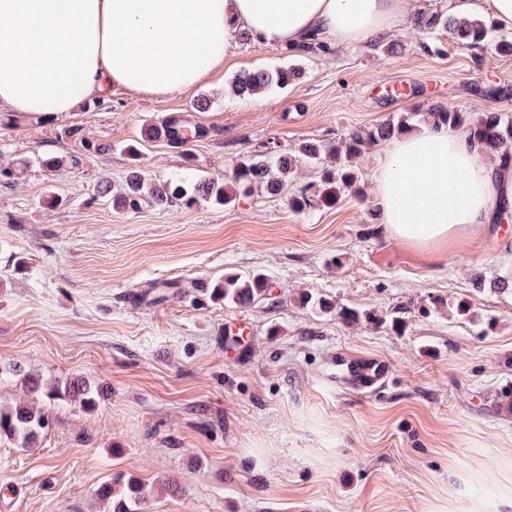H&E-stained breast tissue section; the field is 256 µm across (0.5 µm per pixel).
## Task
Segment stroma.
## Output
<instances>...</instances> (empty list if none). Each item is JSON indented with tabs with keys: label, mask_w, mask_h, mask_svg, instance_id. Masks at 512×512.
<instances>
[{
	"label": "stroma",
	"mask_w": 512,
	"mask_h": 512,
	"mask_svg": "<svg viewBox=\"0 0 512 512\" xmlns=\"http://www.w3.org/2000/svg\"><path fill=\"white\" fill-rule=\"evenodd\" d=\"M419 42L407 25L297 61L238 39L222 70L171 97L117 87L51 118L0 112V164L14 169L0 187V402L21 392L14 363L109 392L92 412L49 405L35 447L0 441V512H107L96 490L118 473L176 481L145 512H512V414L497 403L512 385V294L474 287L512 276V222L429 248L391 237L374 218L380 145L358 162L365 197L305 213L263 192L137 211L95 192L105 179L120 190L133 166L221 179L264 146L293 152L438 105L512 114V55L442 31L432 51ZM292 64L302 76L288 88L230 90L240 73ZM174 115L206 137L143 141L146 123ZM227 272L266 274L271 299L194 300ZM162 282L181 294L142 300ZM305 293L330 310L303 306ZM341 359L387 374L357 386L337 377Z\"/></svg>",
	"instance_id": "obj_1"
}]
</instances>
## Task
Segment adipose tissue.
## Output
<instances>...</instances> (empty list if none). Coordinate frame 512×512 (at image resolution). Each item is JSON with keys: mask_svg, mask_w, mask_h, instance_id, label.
I'll use <instances>...</instances> for the list:
<instances>
[{"mask_svg": "<svg viewBox=\"0 0 512 512\" xmlns=\"http://www.w3.org/2000/svg\"><path fill=\"white\" fill-rule=\"evenodd\" d=\"M410 12V0H0V109L47 118L115 87L167 97L221 69L240 34L370 44ZM374 196L393 237L432 246L505 221L512 167L480 154L468 131L429 124L386 148Z\"/></svg>", "mask_w": 512, "mask_h": 512, "instance_id": "adipose-tissue-1", "label": "adipose tissue"}]
</instances>
